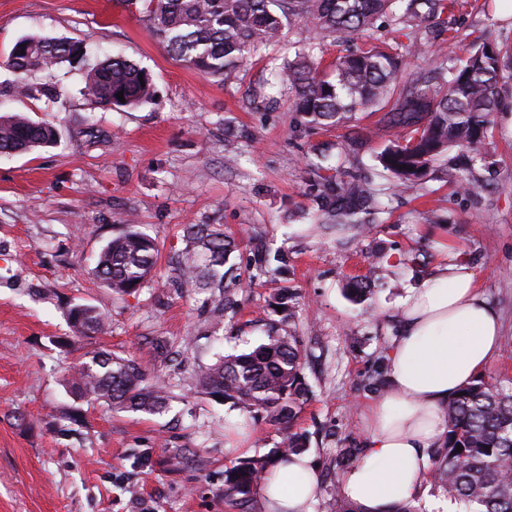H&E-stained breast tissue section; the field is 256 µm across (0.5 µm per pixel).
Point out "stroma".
Masks as SVG:
<instances>
[{"instance_id": "obj_1", "label": "stroma", "mask_w": 512, "mask_h": 512, "mask_svg": "<svg viewBox=\"0 0 512 512\" xmlns=\"http://www.w3.org/2000/svg\"><path fill=\"white\" fill-rule=\"evenodd\" d=\"M460 2L451 16L463 37L512 43L501 0ZM25 35L121 52L150 73L155 98L131 110L96 105L83 94V70L66 65L59 103L16 95L6 60ZM357 44L298 25L223 80L172 58L129 0H0V114L59 133L54 146L0 154V512H239L224 497L225 469L268 455L283 431L252 419L228 453V423L241 412L202 395L191 372L261 342L284 289L295 296L288 326L310 389L294 428L324 478L337 473V449L361 439L380 394L376 359L399 333L408 289L444 259L476 270L503 337L483 375L512 382V108L493 115L482 160L450 148L422 184L394 193L377 160L390 139L381 113L313 126L267 82L271 66L298 50L326 66ZM365 128L373 136L348 165L378 194L360 214L367 231H316L322 174L311 163ZM456 171L480 192L460 190L449 178ZM129 223L159 253L152 281L121 295L89 270ZM189 224L220 225L234 242L223 287H181L176 259ZM277 251L284 272H264ZM355 276L375 283L362 303L344 292ZM75 303L101 311L107 332L73 337ZM100 350L171 383L169 409L148 415L74 396L65 377ZM143 453L149 465L135 467Z\"/></svg>"}]
</instances>
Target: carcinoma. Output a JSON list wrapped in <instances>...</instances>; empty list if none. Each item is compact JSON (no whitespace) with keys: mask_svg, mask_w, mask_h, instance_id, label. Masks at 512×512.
Wrapping results in <instances>:
<instances>
[{"mask_svg":"<svg viewBox=\"0 0 512 512\" xmlns=\"http://www.w3.org/2000/svg\"><path fill=\"white\" fill-rule=\"evenodd\" d=\"M148 28L168 52L201 73L224 78L248 57L303 24L320 34L346 38L371 28L381 16L412 35L400 52L365 41L339 56L327 73L312 55L271 68L270 76L291 97L295 111L312 125H338L358 112L389 107L386 122L395 130L380 153L392 186L413 187L427 177L432 164L451 147H461L478 159L494 113L512 102V45L486 42L472 47L460 65L450 70L411 69L408 58L429 39L448 32L447 0H139ZM17 76L12 91L59 95L55 73L65 63L85 70V95L115 109H135L155 96L151 75L122 54L91 55L79 40L41 36L18 39L8 55ZM41 73L45 82L27 81ZM124 92V100L116 94ZM55 128L0 115V153L33 151L54 145ZM318 170H334L326 187L336 195L328 211L337 224H357L356 203L371 191L357 181L341 161L310 162ZM192 248L183 252L179 272L187 288L205 292L224 283L221 272L233 251L224 232L207 224H188ZM156 245L130 225L101 248L92 274L113 290L130 294L143 287L155 265ZM288 292L275 297L282 307L279 324H270L266 339L247 352L230 354L196 374V384L211 400L220 396L252 416L285 430L271 455L244 458L224 471V495L245 505L258 493L278 455H301L308 439L293 431L297 409L309 394L302 376V353L296 336L284 327L292 317ZM77 333L95 335L105 328L101 312L89 304L69 309ZM80 398L111 408L148 415L166 411L170 385L148 381L134 360L95 351L77 363L67 379ZM465 395L448 399L444 445L433 450V483L451 503L465 512H512V383L478 377L461 388ZM463 449L456 451V446Z\"/></svg>","mask_w":512,"mask_h":512,"instance_id":"1","label":"carcinoma"}]
</instances>
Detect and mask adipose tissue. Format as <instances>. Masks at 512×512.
<instances>
[{"instance_id": "adipose-tissue-1", "label": "adipose tissue", "mask_w": 512, "mask_h": 512, "mask_svg": "<svg viewBox=\"0 0 512 512\" xmlns=\"http://www.w3.org/2000/svg\"><path fill=\"white\" fill-rule=\"evenodd\" d=\"M500 345L495 310L464 260L442 262L434 278L403 300L401 330L389 348V384L368 407L365 452L340 491L361 512H392L417 499L441 447L448 400L481 374ZM320 474L307 456L277 462L259 493L267 512H311Z\"/></svg>"}]
</instances>
